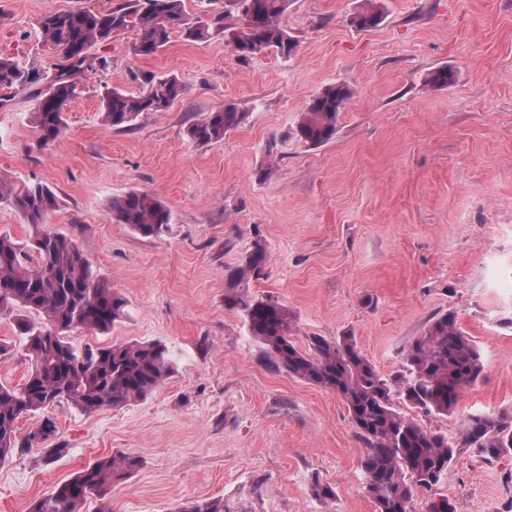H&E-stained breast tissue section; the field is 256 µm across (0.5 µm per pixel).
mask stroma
Returning <instances> with one entry per match:
<instances>
[{"mask_svg":"<svg viewBox=\"0 0 512 512\" xmlns=\"http://www.w3.org/2000/svg\"><path fill=\"white\" fill-rule=\"evenodd\" d=\"M122 0H0V56L38 64L52 77L57 53L38 21L52 10L108 11ZM364 0H291L282 24L297 44L240 59L223 36L172 33L156 54L134 51L124 31L94 47L67 128L38 149L28 92L0 98V175L42 182L59 197L50 229L71 237L94 271L126 301L109 333H70L79 348L159 341L174 371L146 399L85 413L63 401L17 423L27 435L50 418L56 432L0 465V512L33 500L116 452L141 456L112 484V512H175L179 503L223 499L231 512H376L357 439L336 393L266 367L242 318L224 305L227 269L255 244L267 256L251 293L292 315L308 339L355 338L386 377L434 316L450 312L481 351L484 375L453 415L398 410L422 428L455 436L463 418L512 411V0H381L382 21L357 30ZM106 66H99V58ZM455 81L436 88L434 68ZM180 77L187 95L129 131L105 128L106 89L137 93L148 76ZM355 89L335 137L310 146L290 132L330 83ZM235 105L245 121L223 142L198 146L188 118ZM277 174L261 179L269 156ZM153 194L171 211L162 236L116 223L113 196ZM0 383L20 386L31 362L8 316ZM66 454L50 458L55 444ZM331 485L326 504L314 480ZM445 496L456 512H512V454H459L412 512Z\"/></svg>","mask_w":512,"mask_h":512,"instance_id":"obj_1","label":"stroma"}]
</instances>
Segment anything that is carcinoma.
Here are the masks:
<instances>
[{
  "label": "carcinoma",
  "mask_w": 512,
  "mask_h": 512,
  "mask_svg": "<svg viewBox=\"0 0 512 512\" xmlns=\"http://www.w3.org/2000/svg\"><path fill=\"white\" fill-rule=\"evenodd\" d=\"M235 13L218 11L206 21L190 20L183 0H131L108 12L84 7L44 14L38 27L43 42L60 58L56 75L41 84L40 70L0 57V90L36 88L28 125L41 148L54 145L66 132L65 107L77 95L75 76L87 68L90 50L125 30H137L135 53L155 54L176 31L191 41L222 34L232 51L246 59L265 51L282 54L294 40L281 24L290 0H235ZM382 12L370 7L350 18L357 29L377 26ZM454 74L433 70L427 82L444 87ZM137 95L114 88L102 97V122L126 131L144 115L166 111L183 98L187 87L177 76L150 77ZM352 97L345 83L331 84L312 96L293 129L298 140L322 145L336 135L337 119ZM246 118L233 105L191 119L186 135L206 146L224 140ZM0 203H7L28 225L26 240L0 235V315L13 318L15 330L32 360L20 387L0 383V465L18 448L48 438L56 431L50 418L20 440L17 422L65 400L85 412L145 399L173 373L168 347L159 342H123L78 350L65 336L78 329L105 332L125 314L126 301L109 281L93 270L72 238L49 229L47 216L58 197L41 182L18 185L0 176ZM112 215L143 237H158L172 223L171 211L155 196L129 191L112 197ZM267 253L254 249L225 275L224 305L243 319L250 336L262 345L263 358L274 370L335 392L346 404L357 438L366 451L361 457L366 491L377 512H410L418 487L431 488L447 474L463 451L492 460L512 452V412L472 413L459 435L423 429L399 412L400 399L423 413L454 412L463 393L482 378L484 364L475 343L445 313L431 319L422 335L402 351L404 370L385 378L358 349L352 336L328 341L321 336L299 350L290 340L288 309L272 297L250 292L252 280L264 275ZM43 316L33 322L29 314ZM142 460L132 453L99 457L72 479L56 484L34 500L30 512H82L99 502L96 512H111L105 501L109 486L131 477ZM178 512H226L224 500L187 502Z\"/></svg>",
  "instance_id": "1"
}]
</instances>
